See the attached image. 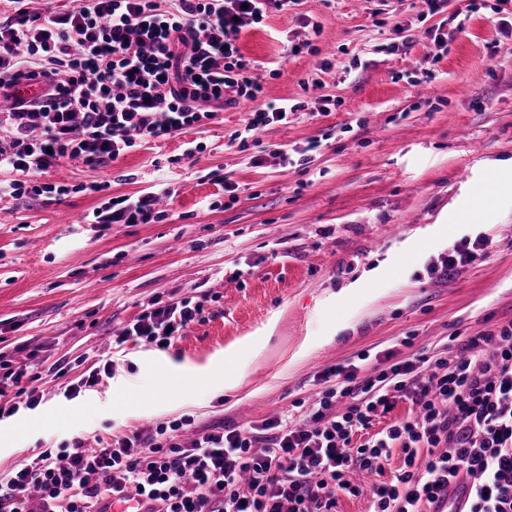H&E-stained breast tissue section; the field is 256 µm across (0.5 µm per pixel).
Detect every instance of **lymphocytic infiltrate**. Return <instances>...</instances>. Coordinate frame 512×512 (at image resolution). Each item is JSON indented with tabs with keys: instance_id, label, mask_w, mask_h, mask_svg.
<instances>
[{
	"instance_id": "1",
	"label": "lymphocytic infiltrate",
	"mask_w": 512,
	"mask_h": 512,
	"mask_svg": "<svg viewBox=\"0 0 512 512\" xmlns=\"http://www.w3.org/2000/svg\"><path fill=\"white\" fill-rule=\"evenodd\" d=\"M0 21V197L68 195L42 182L61 161L102 165L147 139H166L211 118V103L237 105L263 91L238 46L242 29L288 0H77L30 13L16 0ZM44 84L36 99L16 97L25 81ZM170 191L108 199L93 223L164 219ZM490 236L462 239L429 267L438 278L483 258ZM201 303L153 300L125 329L165 348L201 321ZM361 365L329 367V386L300 420H263L246 430H211L190 442L166 427L133 432L98 447L73 439L42 452L0 483V512H102L106 496L136 500L142 512H338L361 494L357 473L383 474L393 449L403 463L374 485L370 512H430L451 478L471 481L469 512H512V324L468 337L449 356L419 354L374 375ZM37 374L0 354V396L9 413L41 398L22 387ZM14 393H7V386ZM401 401L412 415L371 431ZM366 440L353 444L354 435Z\"/></svg>"
}]
</instances>
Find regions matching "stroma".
<instances>
[{
    "label": "stroma",
    "instance_id": "stroma-1",
    "mask_svg": "<svg viewBox=\"0 0 512 512\" xmlns=\"http://www.w3.org/2000/svg\"><path fill=\"white\" fill-rule=\"evenodd\" d=\"M470 4L293 0L240 34L263 86L256 99L103 166L62 162L43 179L72 186L68 196L0 198V352L59 373L36 409L0 417V478L77 436L92 445L179 422L187 442L298 416L328 367L363 352L438 354L512 321L511 208L493 211L484 259L450 279L428 272L481 231L441 230L442 210L470 201L488 162L512 159V53L487 54L505 39L498 0ZM454 13L462 31L438 43ZM284 99L298 107L287 123L238 140L248 112ZM191 141L203 149L189 158ZM157 184L173 194L166 219L84 223L109 198ZM159 296L202 303L203 321L165 349L116 344ZM261 335L241 352L234 389L171 384L172 364L220 371L227 348ZM102 364L97 385L63 396Z\"/></svg>",
    "mask_w": 512,
    "mask_h": 512
}]
</instances>
